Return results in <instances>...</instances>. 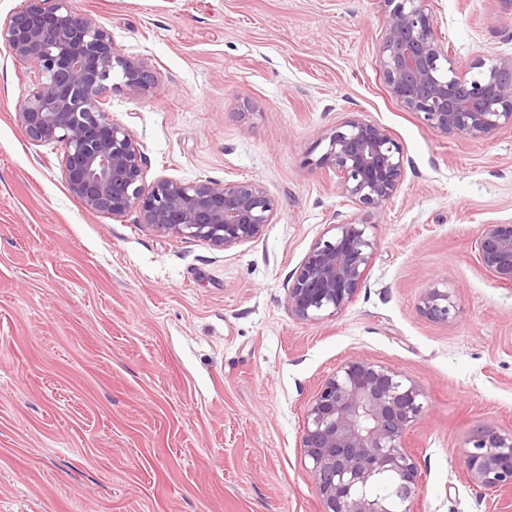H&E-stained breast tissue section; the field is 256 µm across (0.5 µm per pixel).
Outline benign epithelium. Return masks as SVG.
<instances>
[{
  "label": "benign epithelium",
  "instance_id": "obj_1",
  "mask_svg": "<svg viewBox=\"0 0 512 512\" xmlns=\"http://www.w3.org/2000/svg\"><path fill=\"white\" fill-rule=\"evenodd\" d=\"M69 0H26L0 22V44L33 78L32 94L17 112L26 136L64 146L68 190L91 211L136 222L183 239L229 250L260 237L276 204L258 182L160 177L146 184L145 154L105 109L120 72L131 92L156 83L141 58L118 54L110 34ZM384 24L379 67L390 94L408 111L451 137L487 140L512 127V57L458 71L449 43L427 0H380ZM315 165L336 173L343 194L379 209L402 189L403 151L383 126L353 113L321 139ZM482 268L512 285V224H483L477 238ZM377 243L352 219L332 224L290 277L288 310L300 321L337 317L367 277ZM418 311L448 324L456 305L446 288L424 290ZM424 389L411 377L377 362L344 360L317 388L305 412L301 455L323 512H413L421 473L406 435L424 410ZM464 454L466 480L512 493V435L485 428Z\"/></svg>",
  "mask_w": 512,
  "mask_h": 512
}]
</instances>
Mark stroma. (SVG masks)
Instances as JSON below:
<instances>
[{
    "instance_id": "stroma-1",
    "label": "stroma",
    "mask_w": 512,
    "mask_h": 512,
    "mask_svg": "<svg viewBox=\"0 0 512 512\" xmlns=\"http://www.w3.org/2000/svg\"><path fill=\"white\" fill-rule=\"evenodd\" d=\"M145 59L156 84L112 91L148 179L252 180L277 209L218 251L88 210L63 148L28 139L33 90L0 47V512H322L301 458L305 410L351 357L422 386L407 446L415 512H512L463 476L478 430L512 433V286L478 263L481 225L512 224V128L450 138L388 92L379 0H70ZM460 71L512 56V0H428ZM361 112L406 162L368 210L315 166ZM363 223L369 274L337 317L296 320L288 279L329 225ZM448 281L452 323L417 310Z\"/></svg>"
}]
</instances>
